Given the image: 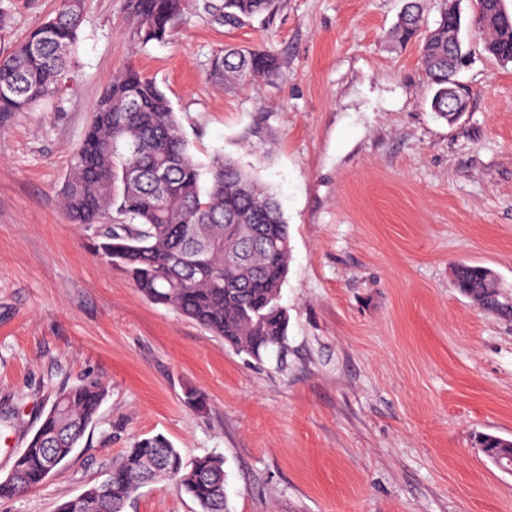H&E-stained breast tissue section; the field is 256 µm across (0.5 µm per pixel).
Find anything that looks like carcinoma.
<instances>
[{
    "instance_id": "carcinoma-1",
    "label": "carcinoma",
    "mask_w": 512,
    "mask_h": 512,
    "mask_svg": "<svg viewBox=\"0 0 512 512\" xmlns=\"http://www.w3.org/2000/svg\"><path fill=\"white\" fill-rule=\"evenodd\" d=\"M188 0H126L134 42H164ZM275 0H202L209 21L237 28L270 15ZM470 24L485 50L512 62V13L504 0H475ZM82 0H60L55 14L11 51L0 55V115L26 112L52 98L68 78L79 41ZM465 19L458 0H440L439 18L419 45L421 67L435 87L431 112L448 119V86L459 73L452 49ZM423 26L420 0H406L389 32L401 45ZM280 73L278 55L264 47L242 46L213 55L209 77L226 85L270 79ZM137 168L141 178L127 180ZM74 224H107L95 252L122 270L148 301L170 307L240 352L260 360L284 348L288 311L281 290L291 256L288 222L277 198L239 162L217 156L209 162L189 152L179 122L155 81L133 65L120 69L98 99L93 120L74 153L61 193ZM205 254L190 266L175 256ZM458 290L482 309L512 316V297L498 291L478 264L455 267ZM107 387L86 380L56 392L25 450L0 478V501L41 485L66 462L95 421ZM163 480L190 496L199 512H227L224 458L205 454L185 460L157 434L134 441L112 465L106 480L56 512H124L139 488Z\"/></svg>"
}]
</instances>
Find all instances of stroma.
<instances>
[{"label":"stroma","mask_w":512,"mask_h":512,"mask_svg":"<svg viewBox=\"0 0 512 512\" xmlns=\"http://www.w3.org/2000/svg\"><path fill=\"white\" fill-rule=\"evenodd\" d=\"M59 0H0V50ZM404 0H278L230 30L188 7L169 40L134 44L125 0H83L72 79L0 117V478L61 388L106 384L75 456L0 512H55L160 433L224 458L229 512H512V475L475 448L512 440V318L453 285L461 262L512 290V63L476 32L472 91L436 119L417 43L388 33ZM268 46L282 75L227 88L224 45ZM168 97L190 153L226 154L276 190L291 258L281 358L254 360L147 301L60 206L72 155L113 74ZM203 408L184 403L187 390ZM124 512H198L165 482Z\"/></svg>","instance_id":"1"}]
</instances>
